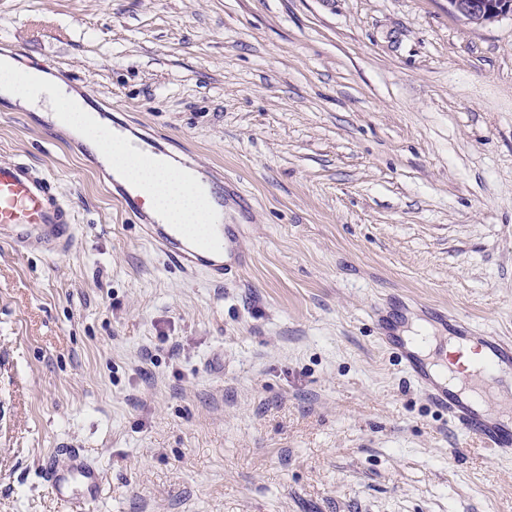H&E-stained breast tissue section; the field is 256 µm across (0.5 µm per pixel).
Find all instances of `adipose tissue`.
Listing matches in <instances>:
<instances>
[{
    "label": "adipose tissue",
    "mask_w": 512,
    "mask_h": 512,
    "mask_svg": "<svg viewBox=\"0 0 512 512\" xmlns=\"http://www.w3.org/2000/svg\"><path fill=\"white\" fill-rule=\"evenodd\" d=\"M45 75L38 71H30L31 88L26 92L16 91V73L10 63L0 64V94L6 98L20 102L29 108L47 105L51 111H58L62 103H69L68 127L76 129L80 135L94 142H101L107 149L112 164L120 168L128 180L143 183L146 187L148 202L153 208L168 211L174 223L186 225L188 231H196L207 222L204 206L198 197L187 186L175 168L155 170L144 165L138 158L125 154L110 141L102 140L96 130L90 109L76 93L66 92L62 86H55L52 96L45 97L40 93L46 84Z\"/></svg>",
    "instance_id": "ef3b65f1"
}]
</instances>
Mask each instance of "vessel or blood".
<instances>
[{
    "mask_svg": "<svg viewBox=\"0 0 512 512\" xmlns=\"http://www.w3.org/2000/svg\"><path fill=\"white\" fill-rule=\"evenodd\" d=\"M102 133L110 138L123 137L125 143L146 163L169 158L170 153L152 136L132 132L119 118L101 123ZM88 167L101 174L111 186L112 196L121 208L139 224L144 238L170 264L186 273H202L209 281L223 283L225 276L244 267L248 255L240 245L236 225L224 221V181L212 178L190 156L180 163L204 202L210 222L204 232L188 236L182 225L161 223L146 207L140 190L118 180L96 155L85 154ZM7 231L19 248L36 249L49 256L68 251L75 239L70 205L55 190L50 177L15 159H0V231ZM454 331L457 346L477 340L482 346L478 362L463 357L452 360L462 376L461 390H453L447 378L435 371L436 359L424 357L400 336L382 332L379 341L395 351L410 380L429 403L446 413L464 436L476 439L502 459L512 457V398L491 413L486 402L496 392L512 395V340L474 330L457 316L441 314ZM40 475L57 498L61 512H85L102 483L99 467L86 460L78 450L69 448L43 459Z\"/></svg>",
    "mask_w": 512,
    "mask_h": 512,
    "instance_id": "vessel-or-blood-1",
    "label": "vessel or blood"
}]
</instances>
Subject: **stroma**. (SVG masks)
Returning a JSON list of instances; mask_svg holds the SVG:
<instances>
[{"mask_svg":"<svg viewBox=\"0 0 512 512\" xmlns=\"http://www.w3.org/2000/svg\"><path fill=\"white\" fill-rule=\"evenodd\" d=\"M48 65L223 173L250 266L211 285L141 235L69 132L0 98V157L49 175L76 247L0 239V512H512V459L461 437L381 348L426 311L512 338V18L448 0H0ZM243 193L248 209L235 195ZM448 7L474 26H483L504 16L512 17L511 0H448ZM40 475L62 512H84L97 497L102 483L99 467L72 448L44 458Z\"/></svg>","mask_w":512,"mask_h":512,"instance_id":"1","label":"stroma"}]
</instances>
